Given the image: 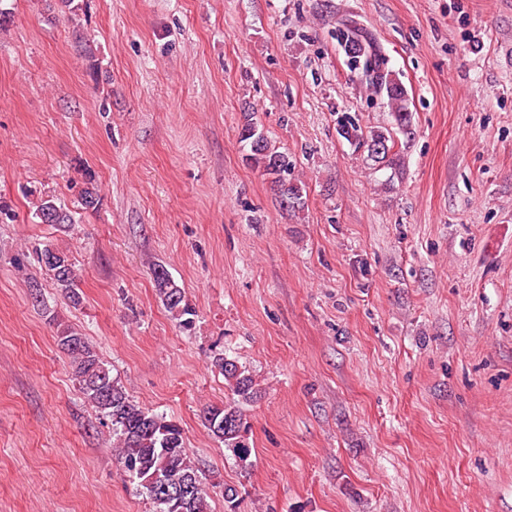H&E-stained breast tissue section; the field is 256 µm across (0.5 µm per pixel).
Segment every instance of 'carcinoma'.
Masks as SVG:
<instances>
[{
  "instance_id": "carcinoma-1",
  "label": "carcinoma",
  "mask_w": 512,
  "mask_h": 512,
  "mask_svg": "<svg viewBox=\"0 0 512 512\" xmlns=\"http://www.w3.org/2000/svg\"><path fill=\"white\" fill-rule=\"evenodd\" d=\"M336 38L351 72L374 93L387 98L396 125L394 131L384 128L365 135L352 117L344 115L338 121L339 133L348 142L366 147L368 156L374 161L396 167L399 158L394 152V134H410L408 92L389 68L381 47L357 21L339 22ZM239 138L249 148L250 162L273 176L283 206L294 211L302 209L301 188L288 182L292 168L288 153L271 146L255 115H245ZM98 202L96 189L87 186L79 192L76 206L69 208L47 195L40 198L34 215L42 224H75L77 214L95 209ZM35 252L38 262L50 273L57 288L71 302L79 303V274L67 253L50 244L35 248ZM152 277L165 308L180 326L190 328L195 310L185 299L183 289L162 265L153 268ZM57 345L69 355L72 376L84 398L111 426L117 463L129 478L138 482L153 503L155 512H210L206 475L189 452L181 426L133 400L112 377V368L87 337L67 328L58 334ZM213 364L224 376L231 397L221 404L207 406L203 411V424L246 467L250 465L251 455L246 441L250 423L239 403L257 400L261 390L246 367L236 359L217 354Z\"/></svg>"
}]
</instances>
